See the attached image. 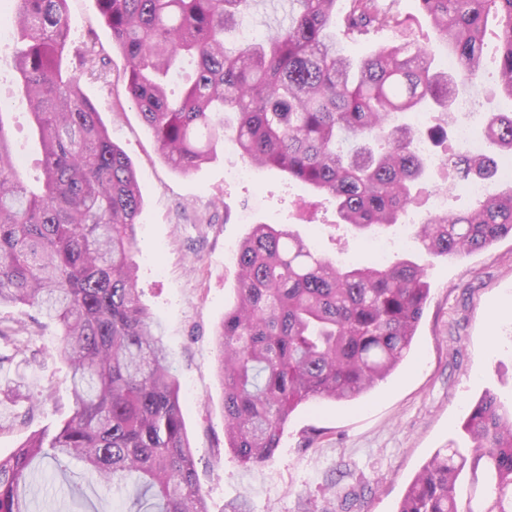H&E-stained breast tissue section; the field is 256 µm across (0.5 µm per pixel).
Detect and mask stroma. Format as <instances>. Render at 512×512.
<instances>
[{"instance_id":"1","label":"stroma","mask_w":512,"mask_h":512,"mask_svg":"<svg viewBox=\"0 0 512 512\" xmlns=\"http://www.w3.org/2000/svg\"><path fill=\"white\" fill-rule=\"evenodd\" d=\"M70 47L95 42L107 79L84 95L112 141L132 159L143 204L132 262L142 304L159 319L171 368L181 384L183 416L209 512H397L421 467L441 448L468 447L463 423L485 393L512 402V237L481 252L436 258L423 315L407 358L362 399L313 401L288 419L271 461L246 467L224 449L222 389L214 329L236 302V248L251 224H283L321 254L367 262L365 237L336 228L334 201L306 193L284 174L256 168L230 183L238 155L217 150L182 174L160 155L151 130L126 92L125 61L96 0H68ZM0 54V99L18 148V169L35 173L27 104L10 83ZM60 329L46 322L32 351L0 341V456L31 433L58 426L72 411L70 371L59 357ZM133 490L103 489L80 461L66 475L36 464L32 512H128Z\"/></svg>"}]
</instances>
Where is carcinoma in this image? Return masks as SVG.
Instances as JSON below:
<instances>
[{
	"label": "carcinoma",
	"instance_id": "1",
	"mask_svg": "<svg viewBox=\"0 0 512 512\" xmlns=\"http://www.w3.org/2000/svg\"><path fill=\"white\" fill-rule=\"evenodd\" d=\"M253 0H97L126 60V89L161 156L189 174L230 133L243 162L271 167L336 201L339 223L358 233L402 223L432 160L424 136L448 137L452 106L480 83L483 46L512 98V0H419L433 38H414L394 0H286L269 34L228 48ZM6 46L17 93L29 105L39 145L32 183L0 111V305H21L56 322L70 368L72 414L30 434L0 458V512H30L36 461L57 470L89 465L101 483H133L150 510L209 512L186 433L179 380L170 372L160 322L141 304L130 252L142 200L135 171L97 106L82 93L101 78L92 45L69 48L67 0H15ZM386 32L370 54L346 53ZM448 51L454 73L438 69ZM183 77L171 99V77ZM412 112L432 113L420 130ZM484 135L512 155V113L488 112ZM453 187L495 177L494 159L448 148ZM512 236V185L490 184L463 211L422 222L432 258L466 255ZM237 302L216 328L224 389V447L244 466L269 462L290 414L308 401H351L391 373L411 348L429 294L427 267L339 265L293 231L255 224L237 248ZM470 448L439 449L411 483L398 512H512V405L492 394L471 408Z\"/></svg>",
	"mask_w": 512,
	"mask_h": 512
}]
</instances>
